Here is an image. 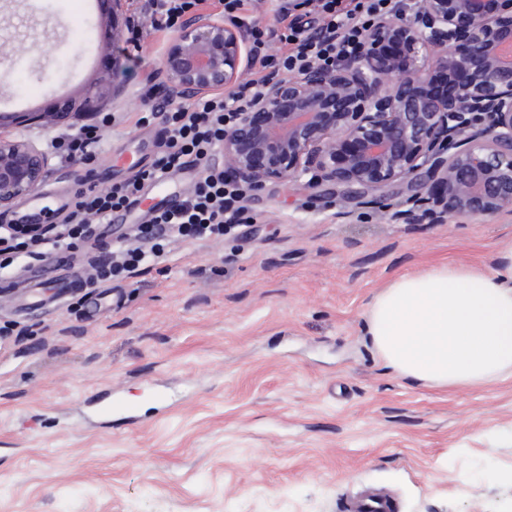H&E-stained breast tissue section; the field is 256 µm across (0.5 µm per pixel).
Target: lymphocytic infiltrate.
I'll return each instance as SVG.
<instances>
[{
	"mask_svg": "<svg viewBox=\"0 0 512 512\" xmlns=\"http://www.w3.org/2000/svg\"><path fill=\"white\" fill-rule=\"evenodd\" d=\"M199 0H147L137 22L154 31L179 27ZM391 0H303L319 16L316 26L305 29L280 9L276 26L267 28L249 21L247 36L254 63L264 78L251 79L230 95H216L185 106L166 110L160 150L153 162L119 184L100 185L85 177L67 205L62 227L38 235L23 231L0 235V271L21 260H42L46 255L78 251L92 234L94 225L105 223L112 213L129 209L143 191L161 174L194 170L196 179L178 206L152 209L150 229L139 230L107 262H95L84 280L87 288L108 287L114 276L133 273L140 265L160 257L159 242L175 236L181 239H223L226 226L244 223L241 194L224 179L222 168L211 157L224 139L237 112L246 109L264 79L304 70L312 65L332 67L337 58L357 52L364 25L370 15L390 11ZM111 114L96 123L61 131L55 147L65 161L88 165L104 150Z\"/></svg>",
	"mask_w": 512,
	"mask_h": 512,
	"instance_id": "1",
	"label": "lymphocytic infiltrate"
}]
</instances>
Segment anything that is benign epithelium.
<instances>
[{
	"label": "benign epithelium",
	"instance_id": "benign-epithelium-1",
	"mask_svg": "<svg viewBox=\"0 0 512 512\" xmlns=\"http://www.w3.org/2000/svg\"><path fill=\"white\" fill-rule=\"evenodd\" d=\"M117 35L120 0H98ZM244 30L186 18L163 58L164 106L234 91L253 66ZM438 75L448 95L428 92ZM32 113H0V212L31 195L49 155L9 134ZM244 201L279 184L323 186L402 224L512 212V0H404L366 27L330 72L267 81L220 148ZM409 191L389 203L394 189Z\"/></svg>",
	"mask_w": 512,
	"mask_h": 512
}]
</instances>
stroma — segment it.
<instances>
[{
    "label": "stroma",
    "mask_w": 512,
    "mask_h": 512,
    "mask_svg": "<svg viewBox=\"0 0 512 512\" xmlns=\"http://www.w3.org/2000/svg\"><path fill=\"white\" fill-rule=\"evenodd\" d=\"M96 0H0V112H53L14 127L49 150L58 132L114 113L95 162L105 183L150 165L172 39H111ZM127 71L101 76L113 45ZM80 166L52 157L46 179L1 224L62 223ZM224 245L190 239L111 287L81 286L24 308L0 295V323L30 328L0 345V512H340L372 484L399 512H512V378L435 389L387 373L367 334L374 296L448 262L494 266L512 214L394 224L378 211L273 187ZM99 225L73 277L112 239L145 224Z\"/></svg>",
    "instance_id": "35a3bbf8"
}]
</instances>
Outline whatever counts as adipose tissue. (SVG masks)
I'll use <instances>...</instances> for the list:
<instances>
[{"label": "adipose tissue", "instance_id": "1", "mask_svg": "<svg viewBox=\"0 0 512 512\" xmlns=\"http://www.w3.org/2000/svg\"><path fill=\"white\" fill-rule=\"evenodd\" d=\"M367 332L383 366L435 388L512 378V238L495 268L441 263L403 276L373 300Z\"/></svg>", "mask_w": 512, "mask_h": 512}]
</instances>
